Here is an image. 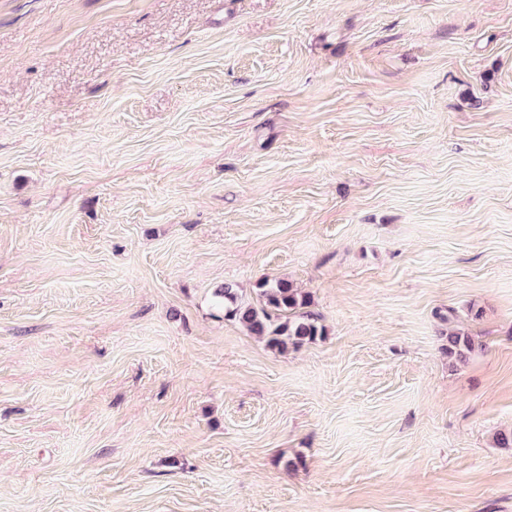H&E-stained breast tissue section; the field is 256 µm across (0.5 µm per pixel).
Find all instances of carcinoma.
<instances>
[{
    "instance_id": "obj_1",
    "label": "carcinoma",
    "mask_w": 512,
    "mask_h": 512,
    "mask_svg": "<svg viewBox=\"0 0 512 512\" xmlns=\"http://www.w3.org/2000/svg\"><path fill=\"white\" fill-rule=\"evenodd\" d=\"M214 298L224 318L262 337L269 348L281 353L325 335L319 318L308 311L310 298L284 279L259 282L254 300L243 297L230 285L216 289ZM477 348L479 343L467 334L448 333V357L463 361Z\"/></svg>"
}]
</instances>
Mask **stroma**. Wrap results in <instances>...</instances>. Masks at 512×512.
<instances>
[{"label":"stroma","mask_w":512,"mask_h":512,"mask_svg":"<svg viewBox=\"0 0 512 512\" xmlns=\"http://www.w3.org/2000/svg\"><path fill=\"white\" fill-rule=\"evenodd\" d=\"M501 431L512 0H0V512H512ZM256 301L246 299L236 288L225 285L214 291L215 305L248 332L262 337L266 345L285 353L325 335L319 318L306 310L310 298L288 280H264L256 285ZM481 347V343H477L475 339L468 334L452 331L448 333V357L454 358L456 361H463L469 354Z\"/></svg>","instance_id":"stroma-1"}]
</instances>
